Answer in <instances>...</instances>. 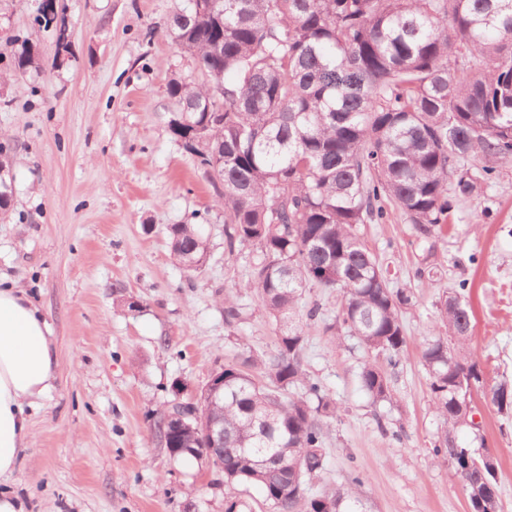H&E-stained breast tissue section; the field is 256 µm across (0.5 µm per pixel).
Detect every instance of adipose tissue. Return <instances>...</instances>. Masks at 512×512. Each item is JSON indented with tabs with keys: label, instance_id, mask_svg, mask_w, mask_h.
<instances>
[{
	"label": "adipose tissue",
	"instance_id": "adipose-tissue-1",
	"mask_svg": "<svg viewBox=\"0 0 512 512\" xmlns=\"http://www.w3.org/2000/svg\"><path fill=\"white\" fill-rule=\"evenodd\" d=\"M51 328L24 289L0 288V482H10L32 437L27 408L54 378Z\"/></svg>",
	"mask_w": 512,
	"mask_h": 512
}]
</instances>
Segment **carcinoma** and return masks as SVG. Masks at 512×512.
Instances as JSON below:
<instances>
[{
    "instance_id": "obj_1",
    "label": "carcinoma",
    "mask_w": 512,
    "mask_h": 512,
    "mask_svg": "<svg viewBox=\"0 0 512 512\" xmlns=\"http://www.w3.org/2000/svg\"><path fill=\"white\" fill-rule=\"evenodd\" d=\"M220 12L189 9L169 36L209 72L202 84L172 79L169 94L189 125L224 111L211 125L208 167L224 179L228 251L255 247L247 288L279 330L263 358L224 364V395L198 403L200 419L224 425L227 485L256 486L272 512H370L354 473L346 485L316 491L325 435L339 406L304 369L305 324L298 305L308 288L339 293L324 332L344 335L369 355L358 384L374 405L391 401L387 371L406 346L402 313L410 288H393L358 226L383 224L398 206L418 237L443 231L453 204L493 167L466 168L467 156L512 161V0H218ZM14 66L38 56L27 39ZM224 86V95L217 92ZM171 251L190 269L208 245L193 224L168 229ZM434 336L421 358L446 449L470 512H498L497 461L457 445L475 429L468 401L481 395L512 412V385L489 383L468 345L472 312L462 293L443 296ZM301 386L295 397L288 390ZM198 419V420H200ZM169 447L197 446L194 428Z\"/></svg>"
}]
</instances>
